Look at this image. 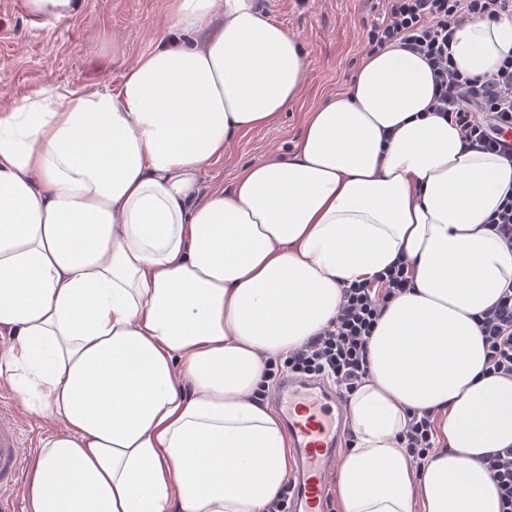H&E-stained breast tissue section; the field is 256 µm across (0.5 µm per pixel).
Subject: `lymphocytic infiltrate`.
<instances>
[{"label": "lymphocytic infiltrate", "instance_id": "1", "mask_svg": "<svg viewBox=\"0 0 512 512\" xmlns=\"http://www.w3.org/2000/svg\"><path fill=\"white\" fill-rule=\"evenodd\" d=\"M512 18V0H386L384 17L372 24L366 38L368 53L397 44L420 55L434 81L435 114L458 128L465 146L497 153L512 164V146L502 137L503 123L512 117V51L497 70L485 76L458 71L450 45L460 23L472 19ZM413 286L405 261L397 260L372 277L342 290L335 318L317 336L294 350L283 364L266 362L257 399L269 395L275 378L292 375L332 382L349 397L369 373L368 342L387 305ZM487 349L485 373L512 378V282L497 302L478 317ZM432 410L414 411L400 434L415 469H423L436 441Z\"/></svg>", "mask_w": 512, "mask_h": 512}]
</instances>
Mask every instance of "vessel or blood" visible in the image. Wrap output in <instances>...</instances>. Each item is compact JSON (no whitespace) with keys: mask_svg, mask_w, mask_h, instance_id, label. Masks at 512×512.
Instances as JSON below:
<instances>
[{"mask_svg":"<svg viewBox=\"0 0 512 512\" xmlns=\"http://www.w3.org/2000/svg\"><path fill=\"white\" fill-rule=\"evenodd\" d=\"M276 399L288 418V438L299 463L290 487L293 512H324L327 484L346 433L340 397L319 380L284 379ZM19 426L0 412V512H16V487L23 462Z\"/></svg>","mask_w":512,"mask_h":512,"instance_id":"b4317fda","label":"vessel or blood"}]
</instances>
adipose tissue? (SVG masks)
I'll return each instance as SVG.
<instances>
[{
    "mask_svg": "<svg viewBox=\"0 0 512 512\" xmlns=\"http://www.w3.org/2000/svg\"><path fill=\"white\" fill-rule=\"evenodd\" d=\"M512 19L456 31L455 67L494 72ZM302 49L256 0H170L165 32L114 89L59 85L0 105V383L62 422L26 512H265L286 434L255 398L266 360L335 317L345 283L397 258L350 397L339 512H501L483 455L512 445V379L484 372L476 317L512 281L485 225L512 166L437 115L418 54L366 57L309 112L298 151L200 187L233 136L300 94ZM431 409L415 472L399 441ZM436 438V416L432 410L414 411L400 434V440L417 472L424 468L433 449L438 447Z\"/></svg>",
    "mask_w": 512,
    "mask_h": 512,
    "instance_id": "ef3b65f1",
    "label": "adipose tissue"
}]
</instances>
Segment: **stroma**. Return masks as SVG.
Returning <instances> with one entry per match:
<instances>
[{
	"label": "stroma",
	"instance_id": "stroma-1",
	"mask_svg": "<svg viewBox=\"0 0 512 512\" xmlns=\"http://www.w3.org/2000/svg\"><path fill=\"white\" fill-rule=\"evenodd\" d=\"M167 0H79L69 19L30 15L25 0H0V102L56 85L115 86L153 48L166 24ZM263 10L298 40L305 60L299 97L277 124L236 135L223 158L202 174V190L231 188L245 167L285 160L298 147L308 112L351 85L365 56V35L384 0H260ZM0 408L18 421L25 458L46 428L24 412L18 394L0 385Z\"/></svg>",
	"mask_w": 512,
	"mask_h": 512
}]
</instances>
